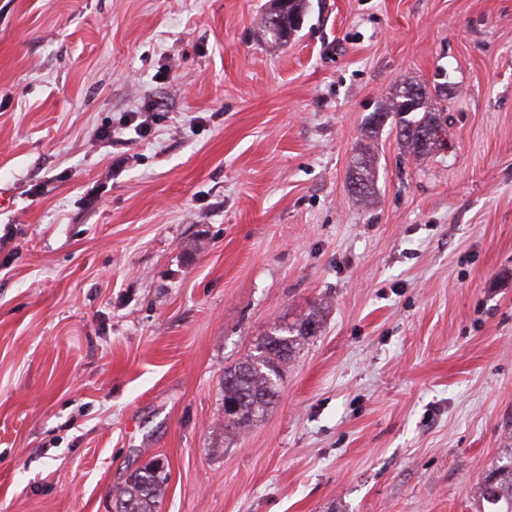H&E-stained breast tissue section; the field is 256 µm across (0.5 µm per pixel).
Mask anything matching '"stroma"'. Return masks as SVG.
I'll return each mask as SVG.
<instances>
[{"instance_id":"obj_1","label":"stroma","mask_w":512,"mask_h":512,"mask_svg":"<svg viewBox=\"0 0 512 512\" xmlns=\"http://www.w3.org/2000/svg\"><path fill=\"white\" fill-rule=\"evenodd\" d=\"M0 0V512H480L512 448V0ZM445 84L422 157L396 84ZM148 110L150 135L121 132ZM327 301L280 396L224 370ZM308 0H268L258 29L271 46L288 44L300 31L308 10ZM390 114L398 118L397 124L400 127L401 144L409 155L423 156L428 154L439 142V139L422 142L416 136L401 130L413 126L444 130L442 113L436 111L432 104V94L425 87L413 82H402L397 85L393 97L389 98L388 103L380 107L378 111L373 112L372 122L363 133L364 140L368 143L351 161L349 188L351 193L358 197L359 201H368L371 195L375 177L373 171V144L371 141L375 137L376 129L383 124V121L379 120L380 117H388ZM162 459H153L134 469L116 501L117 512H159L168 479Z\"/></svg>"}]
</instances>
